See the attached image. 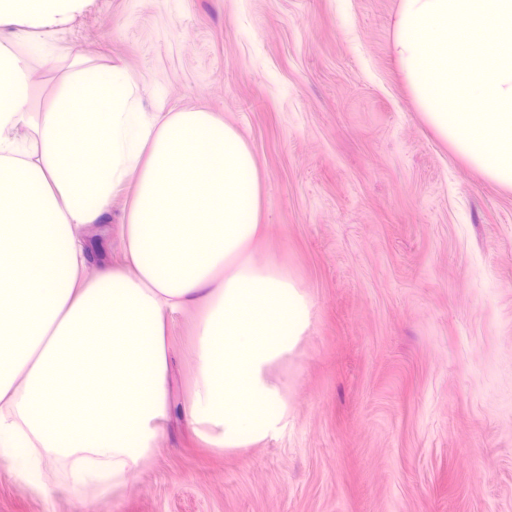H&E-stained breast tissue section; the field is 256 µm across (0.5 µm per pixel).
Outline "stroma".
<instances>
[{
    "label": "stroma",
    "instance_id": "35a3bbf8",
    "mask_svg": "<svg viewBox=\"0 0 512 512\" xmlns=\"http://www.w3.org/2000/svg\"><path fill=\"white\" fill-rule=\"evenodd\" d=\"M399 0H86L37 66L42 112L73 56L122 62L151 111L204 109L257 160L265 238L312 299L275 376L288 428L196 439L195 311L168 338L170 421L135 477L87 498L0 460V512H512V191L436 137L389 51ZM90 226L93 266L117 260Z\"/></svg>",
    "mask_w": 512,
    "mask_h": 512
}]
</instances>
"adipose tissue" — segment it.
<instances>
[{"mask_svg":"<svg viewBox=\"0 0 512 512\" xmlns=\"http://www.w3.org/2000/svg\"><path fill=\"white\" fill-rule=\"evenodd\" d=\"M85 0H0V459L31 491L65 464L73 493L126 483L170 413L167 334L196 310L197 371L182 414L237 451L288 426L271 374L310 327L312 302L265 234L255 156L214 113L147 111L120 62L73 63L29 125L31 56ZM130 188L122 260L88 273L86 227Z\"/></svg>","mask_w":512,"mask_h":512,"instance_id":"adipose-tissue-1","label":"adipose tissue"}]
</instances>
